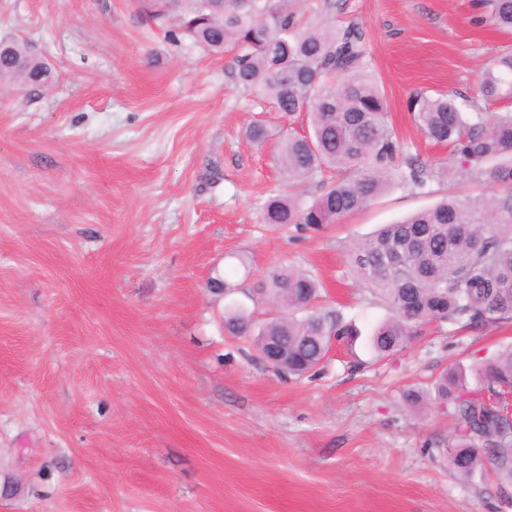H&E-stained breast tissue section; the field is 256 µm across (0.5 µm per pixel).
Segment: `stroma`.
<instances>
[{"label":"stroma","instance_id":"35a3bbf8","mask_svg":"<svg viewBox=\"0 0 512 512\" xmlns=\"http://www.w3.org/2000/svg\"><path fill=\"white\" fill-rule=\"evenodd\" d=\"M474 3L336 12L365 34L398 139L430 164L449 150L411 98L476 97L512 51ZM148 7L0 0V39L27 41L53 74L37 95L0 90V475L19 483L0 512H512L493 475L449 466L451 411L404 402L512 345V320L432 322L382 359L337 343L294 378L225 335L209 290L228 270L242 303L270 270L300 269L321 312L369 333L391 312L350 274L353 243L492 185L394 184L320 233L263 224L269 195L291 189L275 162L285 118L236 82L234 51L171 43Z\"/></svg>","mask_w":512,"mask_h":512}]
</instances>
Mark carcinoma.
Returning <instances> with one entry per match:
<instances>
[{
  "mask_svg": "<svg viewBox=\"0 0 512 512\" xmlns=\"http://www.w3.org/2000/svg\"><path fill=\"white\" fill-rule=\"evenodd\" d=\"M487 22L512 28V0H483ZM336 0H151L147 20L170 41L186 37L209 53L238 50L236 81L267 99L306 130L281 134L277 163L292 182L314 181L311 200L290 193L270 197L263 222L320 232L358 212L396 179L418 189L456 175L497 187L470 202L455 196L357 242L350 254L358 282L392 316L369 336L383 357L401 348L423 324L484 325L512 320V112H483L479 102L512 99V53L483 71L481 101L420 93L411 99L414 120L429 140L448 144L449 162L432 166L404 154L388 123V104L369 69L362 31L332 23ZM0 55V86L43 87L52 81L45 59L25 42ZM406 243L404 264L393 267L392 246ZM319 290L308 273L274 269L257 294L282 310L259 324L238 304L224 311V333L253 336L259 352L269 338L283 340L278 371L302 376L324 359L333 341L360 336L339 315L309 310ZM482 384L469 388V378ZM434 400L452 406L456 428L448 439L451 467L471 478L489 464L503 487L512 486V347L471 368L458 366L435 386Z\"/></svg>",
  "mask_w": 512,
  "mask_h": 512,
  "instance_id": "carcinoma-1",
  "label": "carcinoma"
}]
</instances>
